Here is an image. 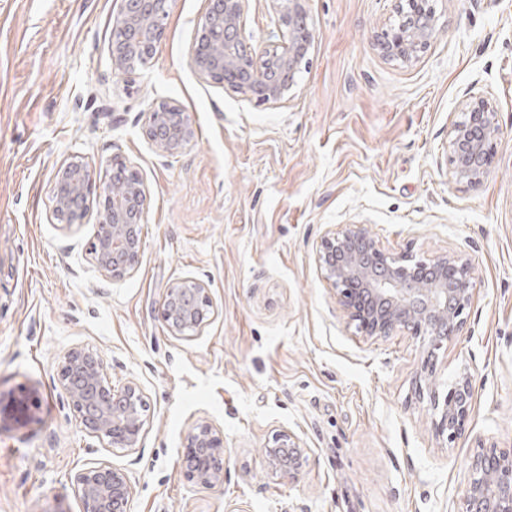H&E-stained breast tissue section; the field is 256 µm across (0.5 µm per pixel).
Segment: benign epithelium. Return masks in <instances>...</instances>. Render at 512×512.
<instances>
[{
  "instance_id": "1",
  "label": "benign epithelium",
  "mask_w": 512,
  "mask_h": 512,
  "mask_svg": "<svg viewBox=\"0 0 512 512\" xmlns=\"http://www.w3.org/2000/svg\"><path fill=\"white\" fill-rule=\"evenodd\" d=\"M248 0H208L207 11L190 53V65L205 80L225 84L260 104L288 100L297 84V72L308 62L315 37L308 24L307 0H270L281 44L256 50L245 34ZM175 0H119L113 16L111 61L113 67L135 68V62L154 47L164 30V20ZM398 25L378 39L381 53L392 60L410 62L430 43L437 19L433 0H396ZM499 133L498 112L481 96H472L464 120L452 124L451 178L480 184ZM144 135L163 157L181 153L195 139L187 112L173 101L155 104L148 113ZM127 178L115 185L110 178L102 188L96 241L91 255L100 274L120 281L131 275L139 261L143 241L139 232L149 211V191L139 173L121 164ZM54 216L67 227L84 219L93 204L94 191L88 165L74 156L55 173ZM322 277L336 291L350 322L368 339L408 330L426 345L415 391L428 395L435 411L436 437L455 443L465 432L473 406V387L460 376L443 396L434 387L435 351L453 342L467 325L475 288L472 263L458 256L413 261L403 254L385 252L362 224L341 231L329 230L318 250ZM214 311L207 287L183 278L163 296L160 316L171 335L189 338L200 334ZM59 382L88 436L112 448L139 447L146 423V400L131 382L112 388L104 359L89 347L70 348L58 370ZM36 392L12 396L7 402L25 416ZM305 459V449L290 433H277L266 448V465L276 475L294 477ZM185 478L203 488L224 483V434L207 420L195 422L185 437L182 458ZM473 479L465 490V512H512V455L484 447L471 464ZM73 485L83 512H125L133 492L128 475L109 463L99 462L74 475Z\"/></svg>"
}]
</instances>
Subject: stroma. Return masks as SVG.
<instances>
[{
	"label": "stroma",
	"mask_w": 512,
	"mask_h": 512,
	"mask_svg": "<svg viewBox=\"0 0 512 512\" xmlns=\"http://www.w3.org/2000/svg\"><path fill=\"white\" fill-rule=\"evenodd\" d=\"M395 0H309L315 48L290 99L258 105L188 63L206 0H176L146 65L110 61L116 0H0V394L34 389L29 418L0 410V512H83L73 476L106 461L134 487L128 512H465L479 444L512 451V0H435L438 31L416 60L382 55ZM251 44L279 43L269 0H249ZM496 108L482 183L449 179V129L471 95ZM172 100L194 141L162 157L143 136ZM94 180L113 161L150 193L134 274L100 275L97 212L53 218L70 155ZM365 225L382 249L472 262L461 336L438 350L436 384L472 380L474 407L452 447L414 392L419 339L375 340L322 278L327 230ZM208 286L202 335L158 318L167 288ZM97 350L114 388L149 403L139 448L79 427L58 382L71 347ZM224 433V485L183 475L190 425ZM277 431L307 450L297 479L271 474Z\"/></svg>",
	"instance_id": "obj_1"
}]
</instances>
